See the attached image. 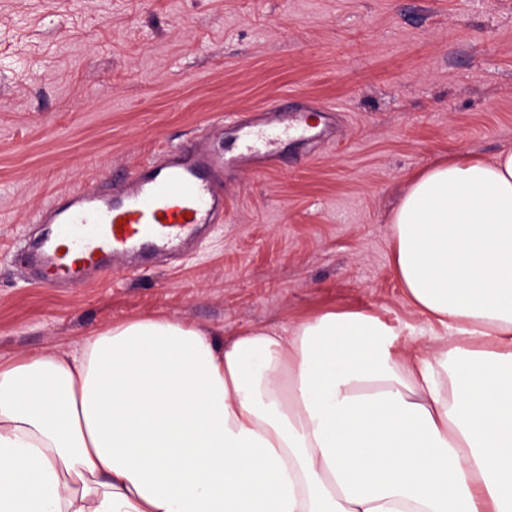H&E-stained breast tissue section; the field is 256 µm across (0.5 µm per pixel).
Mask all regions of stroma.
Instances as JSON below:
<instances>
[{
  "label": "stroma",
  "mask_w": 512,
  "mask_h": 512,
  "mask_svg": "<svg viewBox=\"0 0 512 512\" xmlns=\"http://www.w3.org/2000/svg\"><path fill=\"white\" fill-rule=\"evenodd\" d=\"M286 92L338 106L335 139L225 176L197 251L72 291L30 280L18 243L51 200ZM509 148L512 0H0V358L159 313L230 339L360 311L432 341L391 212L433 164Z\"/></svg>",
  "instance_id": "stroma-1"
}]
</instances>
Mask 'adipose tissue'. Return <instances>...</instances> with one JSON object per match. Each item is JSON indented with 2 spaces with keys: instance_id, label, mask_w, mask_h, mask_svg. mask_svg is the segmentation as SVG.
Returning <instances> with one entry per match:
<instances>
[{
  "instance_id": "ef3b65f1",
  "label": "adipose tissue",
  "mask_w": 512,
  "mask_h": 512,
  "mask_svg": "<svg viewBox=\"0 0 512 512\" xmlns=\"http://www.w3.org/2000/svg\"><path fill=\"white\" fill-rule=\"evenodd\" d=\"M391 222L449 347L326 311L0 358V512H512V149L423 170Z\"/></svg>"
}]
</instances>
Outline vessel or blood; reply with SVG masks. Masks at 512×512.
I'll list each match as a JSON object with an SVG mask.
<instances>
[{"label":"vessel or blood","mask_w":512,"mask_h":512,"mask_svg":"<svg viewBox=\"0 0 512 512\" xmlns=\"http://www.w3.org/2000/svg\"><path fill=\"white\" fill-rule=\"evenodd\" d=\"M310 104L289 95L271 106L236 113L234 149H213L214 134L169 147L150 163L102 189L99 178L39 212L47 225L30 261L47 287H81L93 275L136 256L171 257L224 221V174H261L285 159L288 142L320 137L308 124Z\"/></svg>","instance_id":"obj_1"}]
</instances>
